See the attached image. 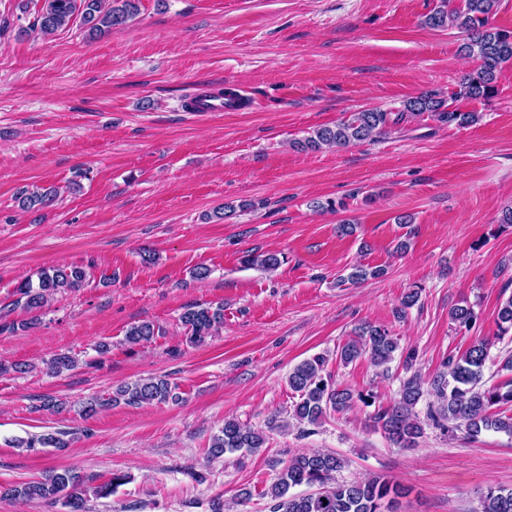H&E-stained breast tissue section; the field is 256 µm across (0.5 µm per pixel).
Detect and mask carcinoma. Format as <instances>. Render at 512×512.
<instances>
[{"mask_svg":"<svg viewBox=\"0 0 512 512\" xmlns=\"http://www.w3.org/2000/svg\"><path fill=\"white\" fill-rule=\"evenodd\" d=\"M499 0H464L461 6H452L453 0H443L444 7L430 14L426 24L433 28H456L467 36L462 50L476 58L479 65L467 73L453 93L456 99L485 100L495 92L496 73L503 64L512 61V30H504L490 23V16ZM140 0H43L37 11L33 27L44 36H53L78 19L91 38H100L112 30L128 24L139 11ZM431 114L443 123L465 128L478 121L475 112H463L447 108L446 100L436 93L412 97L403 104V110L392 114L378 109L352 112L333 126H323L313 135L297 142V148L320 150L324 147H343L354 142L372 139L385 134L400 121ZM57 192L53 188L29 193L22 191L18 197L24 209H41L53 205ZM245 263L271 272L281 264L276 252L249 254ZM384 269L357 264L338 279V284H359L382 276ZM87 272L78 266H49L40 270L38 281L27 278L16 287L14 304L32 313L31 320L22 324L27 328L36 324L40 312L58 292L82 288ZM451 320L460 329L470 330L476 321L474 311L468 306H457L451 311ZM499 333L504 337L512 334V297L502 303L499 312ZM181 322L187 340L201 344L224 325V305L215 307L196 306L186 309ZM159 335V330L149 322L131 326L125 334L130 345L148 343ZM399 344L390 332L367 324L359 328L355 339L340 350L339 358L348 364L362 356L379 367L391 363ZM490 356L489 343L481 340L473 343L460 355H449L442 362V370L426 380L414 372L403 379L399 397L388 406H380L371 414L374 426L380 428L401 448H412L423 435V426L416 413V406L424 395L433 392L440 399L437 406L428 410V418L440 430L475 441L485 431L504 432L512 435V415L501 412L512 407V379L498 384L482 382L483 371ZM76 358L68 352L56 354L48 363L49 371L60 374L74 367ZM327 358L316 354L297 364L288 373V387L299 396L292 417L299 424L318 425L332 410L343 413L357 403L371 407L376 394L371 391L354 392L334 384L327 374ZM178 386L169 379L149 377L117 385L109 397L90 398L81 405V413L92 417L106 406L143 405L178 402ZM266 436L234 418L224 420V426L212 437L208 457L219 459L225 453L245 450L259 451ZM26 451L40 448H66L69 441L54 433L33 435L20 442ZM343 458L312 450L289 457L276 474L265 496L270 498V512H397L399 498L406 491L386 475H370L352 482L336 481V473L344 467ZM130 476L113 473L112 477L93 487L87 486L90 478L73 469L52 472L48 476L19 485L0 488V496L31 502L59 504L66 512H89L88 495L107 498L125 484ZM305 485L309 491L295 494L291 489ZM477 512H512V489L490 486L481 495Z\"/></svg>","mask_w":512,"mask_h":512,"instance_id":"obj_1","label":"carcinoma"}]
</instances>
